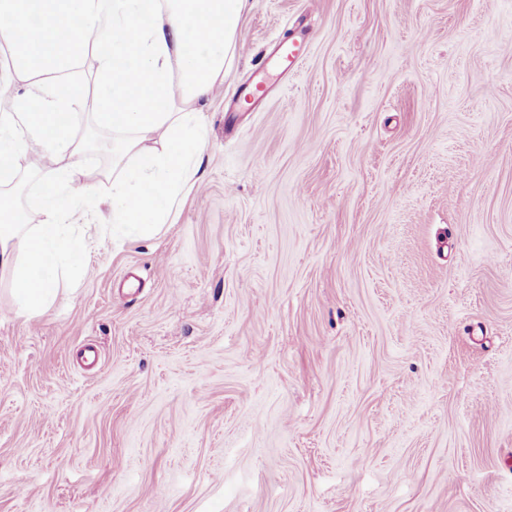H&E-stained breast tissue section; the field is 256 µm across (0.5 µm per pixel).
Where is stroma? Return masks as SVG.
Instances as JSON below:
<instances>
[{
  "label": "stroma",
  "mask_w": 512,
  "mask_h": 512,
  "mask_svg": "<svg viewBox=\"0 0 512 512\" xmlns=\"http://www.w3.org/2000/svg\"><path fill=\"white\" fill-rule=\"evenodd\" d=\"M507 31L512 0H249L200 189L150 236L86 216L43 315L0 270V512H512ZM309 47L305 32L293 33L288 40L278 42L273 56L279 76L288 74V71L292 70L306 55Z\"/></svg>",
  "instance_id": "1"
}]
</instances>
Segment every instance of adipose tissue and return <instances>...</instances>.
Listing matches in <instances>:
<instances>
[{
    "label": "adipose tissue",
    "mask_w": 512,
    "mask_h": 512,
    "mask_svg": "<svg viewBox=\"0 0 512 512\" xmlns=\"http://www.w3.org/2000/svg\"><path fill=\"white\" fill-rule=\"evenodd\" d=\"M248 0H0V41L11 64L0 93L15 81L30 89L15 111L0 113V269L8 271L18 312H44L69 271L82 268L76 216L92 214L128 234L165 223L197 183L206 138L201 107L223 86ZM82 40L96 67L98 92L64 96L80 78ZM112 131V191L107 211L87 178L90 147L78 135L82 109ZM48 155L55 175L22 168ZM40 183L41 223L12 196Z\"/></svg>",
    "instance_id": "ef3b65f1"
}]
</instances>
